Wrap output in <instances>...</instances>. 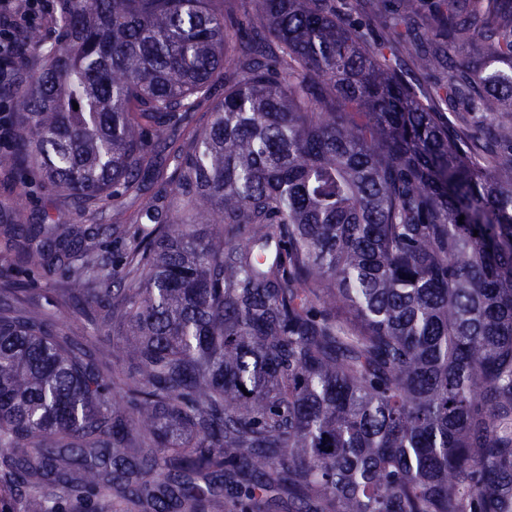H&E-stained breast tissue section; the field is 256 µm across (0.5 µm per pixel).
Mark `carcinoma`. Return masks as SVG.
<instances>
[{"label":"carcinoma","instance_id":"cac0c4a2","mask_svg":"<svg viewBox=\"0 0 512 512\" xmlns=\"http://www.w3.org/2000/svg\"><path fill=\"white\" fill-rule=\"evenodd\" d=\"M232 2L55 4L0 164L112 223H0L125 363L0 269V512H512V0ZM97 327V335L92 336L93 339L96 341L97 345L102 350L105 351L111 364L112 355L114 361L123 363L124 358L122 355V343L119 337L115 336L112 333V325L103 322V320L100 317L98 318Z\"/></svg>","mask_w":512,"mask_h":512}]
</instances>
